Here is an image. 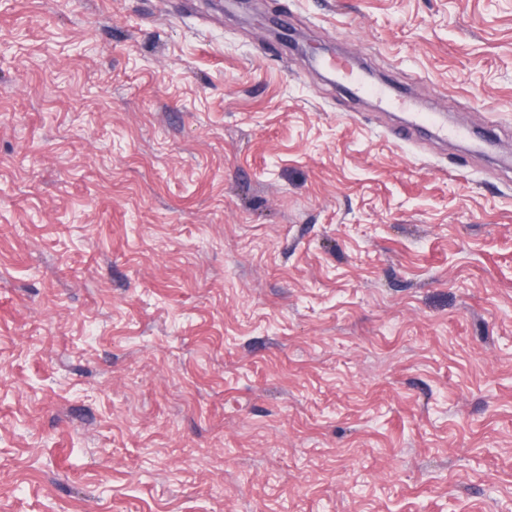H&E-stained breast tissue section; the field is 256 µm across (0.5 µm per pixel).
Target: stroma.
I'll return each instance as SVG.
<instances>
[{
  "instance_id": "stroma-1",
  "label": "stroma",
  "mask_w": 512,
  "mask_h": 512,
  "mask_svg": "<svg viewBox=\"0 0 512 512\" xmlns=\"http://www.w3.org/2000/svg\"><path fill=\"white\" fill-rule=\"evenodd\" d=\"M512 0H0V512H512ZM325 65L336 71L338 77L345 83H347L351 90H353L357 94L361 95H371L376 96L380 102H385L387 104L396 103L391 93L386 92L384 90L376 91L372 86H370L365 81L359 79L354 74L352 65H350V60L348 58H336L333 61H328ZM412 123L416 126H427L433 129L438 137L441 139L449 138H462L464 132L458 129H450L442 123V121L431 113L415 112L412 116Z\"/></svg>"
}]
</instances>
